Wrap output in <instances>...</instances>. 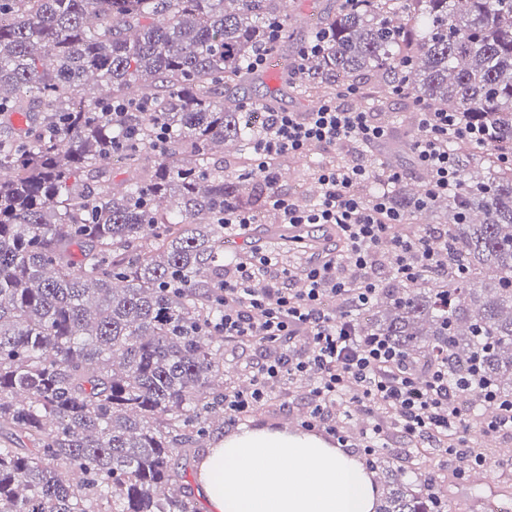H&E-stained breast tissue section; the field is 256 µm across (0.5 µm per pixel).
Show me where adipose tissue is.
Listing matches in <instances>:
<instances>
[{"label":"adipose tissue","mask_w":512,"mask_h":512,"mask_svg":"<svg viewBox=\"0 0 512 512\" xmlns=\"http://www.w3.org/2000/svg\"><path fill=\"white\" fill-rule=\"evenodd\" d=\"M206 512H373L378 489L315 433L250 429L215 442L196 472Z\"/></svg>","instance_id":"1"}]
</instances>
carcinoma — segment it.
<instances>
[{"label":"carcinoma","instance_id":"1","mask_svg":"<svg viewBox=\"0 0 512 512\" xmlns=\"http://www.w3.org/2000/svg\"><path fill=\"white\" fill-rule=\"evenodd\" d=\"M274 19L272 58L287 0H0V512H199L183 453L224 429L235 386L214 340L224 263L239 257L224 253V210L264 213L269 192L212 156L252 159L261 128L238 90ZM320 30L305 72L283 57L300 96L360 76L382 112L400 74L413 104L512 147V0L340 2ZM458 155L461 196L423 207L404 183L388 196L410 216L448 212L463 274L392 278L355 325L512 398V167ZM266 235L295 253L316 239L282 223ZM381 466L375 512H448L434 486Z\"/></svg>","mask_w":512,"mask_h":512}]
</instances>
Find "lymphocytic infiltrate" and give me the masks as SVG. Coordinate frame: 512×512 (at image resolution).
Returning a JSON list of instances; mask_svg holds the SVG:
<instances>
[{
  "label": "lymphocytic infiltrate",
  "instance_id": "f902f5d3",
  "mask_svg": "<svg viewBox=\"0 0 512 512\" xmlns=\"http://www.w3.org/2000/svg\"><path fill=\"white\" fill-rule=\"evenodd\" d=\"M359 93L357 84L347 82L313 111L265 114L254 162L274 187V208L290 226L334 229L345 252L318 257L295 271L256 250L225 275L220 289L224 314L216 329L227 340L261 345L262 357L251 368L248 385L225 392L224 418L229 423L245 418L268 403L284 381H306L305 429H325L347 445L332 414L353 405L370 422L362 435L365 455H372L385 433L395 429L412 442L437 441L445 455L455 457L456 434L477 406L491 409L480 419L485 434L512 432V399L501 397L488 383L477 400L461 397L446 362L432 363L417 374L388 341L360 339L352 320L353 312L375 301L386 278L415 283L429 273L447 279V234L426 229L412 235L405 214L391 207L386 196L366 195L363 188L369 182L383 178L398 183L405 174L396 167L375 168L360 157L316 170L321 188L316 203L302 204L276 188L277 161L284 155L347 142L370 147L385 140L387 131L373 113L347 106V99ZM490 141L485 126L461 113L419 108L411 151L417 166L429 174L423 202L458 194V148L481 149Z\"/></svg>",
  "mask_w": 512,
  "mask_h": 512
}]
</instances>
